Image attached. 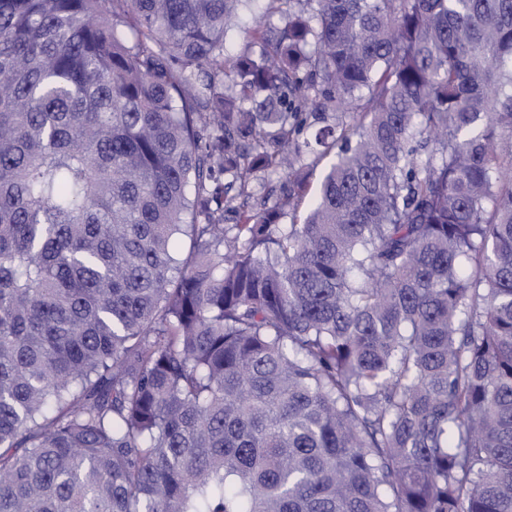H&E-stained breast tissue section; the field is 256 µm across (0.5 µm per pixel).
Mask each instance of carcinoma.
Returning <instances> with one entry per match:
<instances>
[{"instance_id": "obj_1", "label": "carcinoma", "mask_w": 512, "mask_h": 512, "mask_svg": "<svg viewBox=\"0 0 512 512\" xmlns=\"http://www.w3.org/2000/svg\"><path fill=\"white\" fill-rule=\"evenodd\" d=\"M242 2L0 0V512H512V0ZM268 3L267 0H250L248 5L240 10L238 27L229 31L226 38V54L235 55L244 47L245 29L251 27L255 21H262L272 27L282 24L283 19L280 13H266Z\"/></svg>"}]
</instances>
